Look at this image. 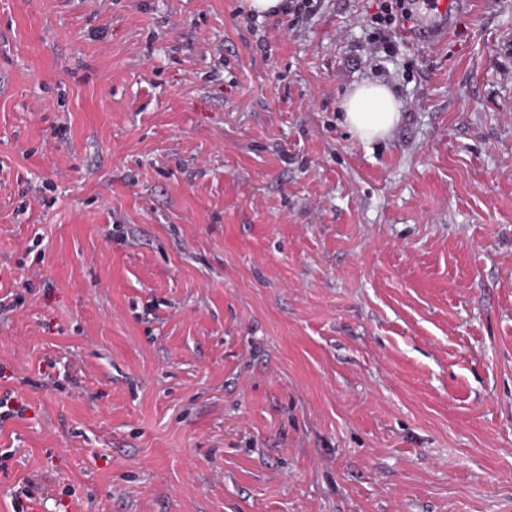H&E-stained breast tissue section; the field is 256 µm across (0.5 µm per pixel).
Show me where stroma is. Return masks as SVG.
Masks as SVG:
<instances>
[{
  "instance_id": "obj_1",
  "label": "stroma",
  "mask_w": 512,
  "mask_h": 512,
  "mask_svg": "<svg viewBox=\"0 0 512 512\" xmlns=\"http://www.w3.org/2000/svg\"><path fill=\"white\" fill-rule=\"evenodd\" d=\"M378 4L0 0V512H512V0ZM415 0H382L378 11L370 15L369 26L373 29L370 40L376 48L390 53L394 48L392 38L411 19ZM434 1V8H428L429 16L434 19L433 22L410 33L412 39L419 43L431 44L441 36L448 34V21L452 17L457 2L451 0ZM344 121L363 141L383 139L392 134L401 121V104L392 89L379 80L355 84L341 104Z\"/></svg>"
}]
</instances>
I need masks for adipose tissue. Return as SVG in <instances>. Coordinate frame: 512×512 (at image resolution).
I'll list each match as a JSON object with an SVG mask.
<instances>
[{"label": "adipose tissue", "mask_w": 512, "mask_h": 512, "mask_svg": "<svg viewBox=\"0 0 512 512\" xmlns=\"http://www.w3.org/2000/svg\"><path fill=\"white\" fill-rule=\"evenodd\" d=\"M344 121L363 141L388 137L401 121V104L384 82L367 80L354 85L341 104Z\"/></svg>", "instance_id": "ef3b65f1"}]
</instances>
